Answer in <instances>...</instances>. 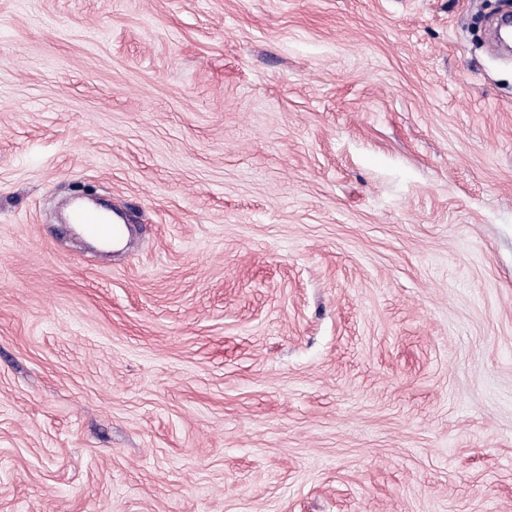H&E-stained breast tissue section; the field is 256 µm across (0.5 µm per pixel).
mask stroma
I'll return each mask as SVG.
<instances>
[{
	"instance_id": "obj_1",
	"label": "stroma",
	"mask_w": 512,
	"mask_h": 512,
	"mask_svg": "<svg viewBox=\"0 0 512 512\" xmlns=\"http://www.w3.org/2000/svg\"><path fill=\"white\" fill-rule=\"evenodd\" d=\"M508 12L0 0V512H512Z\"/></svg>"
}]
</instances>
